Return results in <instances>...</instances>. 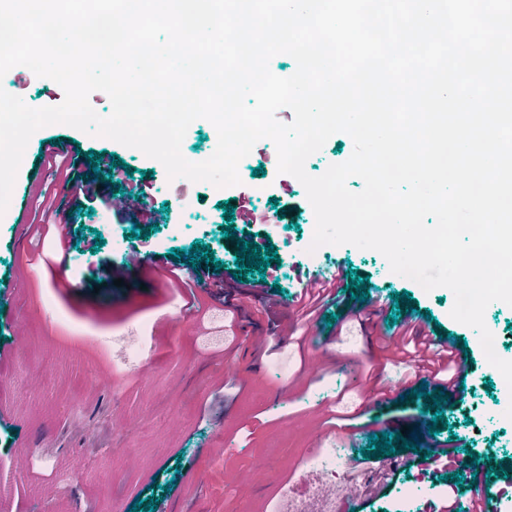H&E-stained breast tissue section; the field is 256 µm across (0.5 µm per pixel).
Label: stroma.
<instances>
[{"label": "stroma", "mask_w": 512, "mask_h": 512, "mask_svg": "<svg viewBox=\"0 0 512 512\" xmlns=\"http://www.w3.org/2000/svg\"><path fill=\"white\" fill-rule=\"evenodd\" d=\"M0 85L41 108L64 99L56 82L23 66L11 69ZM49 138L77 144L70 154L74 177L92 172L85 152L107 150L125 162L114 168L112 185L126 192L148 186V204L159 226L140 247L150 260L162 261L171 249L186 250L197 241L233 267L235 254L221 234L220 204L256 206L255 230L272 241L281 260L279 268H267L266 278L277 281L281 292L260 298L229 279L223 294L214 296L183 268L173 279L134 272L125 286L106 293L59 288L61 279L78 284L124 255L133 244L132 224L97 202L92 216L79 214L80 197L66 195L63 178L38 158ZM258 166L265 167V175L253 176ZM238 172L239 185L227 188L172 180L162 163L141 151L68 125H50L32 135L9 204L0 213V323L21 321L28 331L22 351L12 340L0 339V512H86L91 503L97 512H128L134 499H150L154 484L167 489L159 512H278L283 488L298 497L306 494L312 455L337 433L349 430L351 444L360 449L367 447L369 435L426 421L419 400L401 405L392 393L358 405L344 397L372 374L400 384L405 367L385 356L381 337L396 311L392 295L403 290L443 331L466 339L474 362L462 407L447 414L439 440L460 435L469 449L496 454L504 468L512 467V430L495 421L512 392L499 382L486 388L492 372L479 334L451 317L453 292L424 290L392 273L380 253L343 244L324 264L349 265L368 277L369 302L340 328L324 321L338 313L336 302L312 318L293 320V299L303 286L296 273L312 268L307 245L314 210L304 186L278 172L270 140L259 141ZM43 190L65 196L75 227L101 232L105 244L96 256L75 247L70 260L61 262L56 232L40 235L31 229ZM193 292L207 304V315L187 313ZM273 320L281 322L283 335L270 334ZM131 329L142 330L147 342L142 357L150 364L149 375L127 369L109 345L111 337ZM254 332L268 336L263 351L246 341ZM319 347L329 350L335 363L315 373L310 362ZM94 376L106 378L108 389L91 392ZM99 402L111 404L116 423H137L129 444H115L111 456L93 459L76 449L57 452L58 435L72 410L81 409L87 418ZM255 455L269 463L251 472L252 492L245 499L237 477L250 472ZM467 460L462 451L423 464L408 450L393 456L382 477L346 469L359 493L351 506H337L335 512H395L401 495L417 484L422 490L415 512L444 506L455 484L442 475L462 470ZM379 484L384 492L378 496Z\"/></svg>", "instance_id": "1"}]
</instances>
